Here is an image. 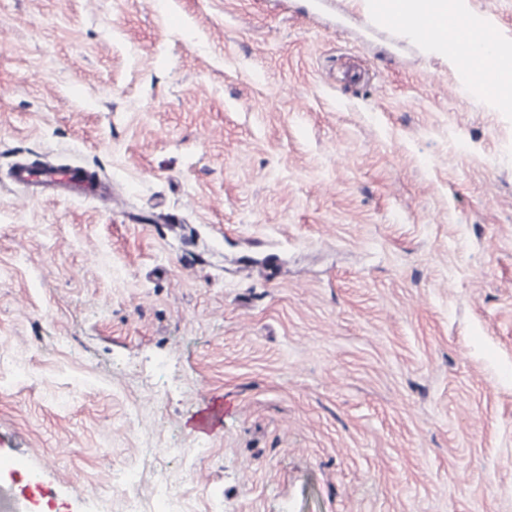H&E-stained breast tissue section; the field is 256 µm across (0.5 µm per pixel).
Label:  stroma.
<instances>
[{
    "instance_id": "1",
    "label": "stroma",
    "mask_w": 512,
    "mask_h": 512,
    "mask_svg": "<svg viewBox=\"0 0 512 512\" xmlns=\"http://www.w3.org/2000/svg\"><path fill=\"white\" fill-rule=\"evenodd\" d=\"M315 2L0 0L25 512L119 501L129 468L147 512L161 468L186 512H512V109L371 0ZM468 7L512 45V0ZM21 161L112 196L17 186Z\"/></svg>"
}]
</instances>
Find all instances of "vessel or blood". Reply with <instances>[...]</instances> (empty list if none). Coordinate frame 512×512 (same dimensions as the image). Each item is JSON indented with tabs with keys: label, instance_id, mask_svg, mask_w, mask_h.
Segmentation results:
<instances>
[{
	"label": "vessel or blood",
	"instance_id": "b4317fda",
	"mask_svg": "<svg viewBox=\"0 0 512 512\" xmlns=\"http://www.w3.org/2000/svg\"><path fill=\"white\" fill-rule=\"evenodd\" d=\"M12 181L19 186L38 185L71 198H107L109 186L95 173L76 166L17 164L11 170Z\"/></svg>",
	"mask_w": 512,
	"mask_h": 512
}]
</instances>
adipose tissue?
<instances>
[{
  "instance_id": "ef3b65f1",
  "label": "adipose tissue",
  "mask_w": 512,
  "mask_h": 512,
  "mask_svg": "<svg viewBox=\"0 0 512 512\" xmlns=\"http://www.w3.org/2000/svg\"><path fill=\"white\" fill-rule=\"evenodd\" d=\"M396 10L410 17L425 16L435 32L433 44L445 49L450 59H457L458 52L462 49L472 54L474 68L467 71L466 76L476 91L477 101L502 99L505 98L507 90H512V56H488L490 31L485 22L470 15L465 0H436L435 10L429 16L423 15L421 0H396ZM452 15L468 17V29L460 33L449 32L447 19ZM487 64L493 65L497 73L495 80L490 83L480 80L475 74L476 69Z\"/></svg>"
}]
</instances>
